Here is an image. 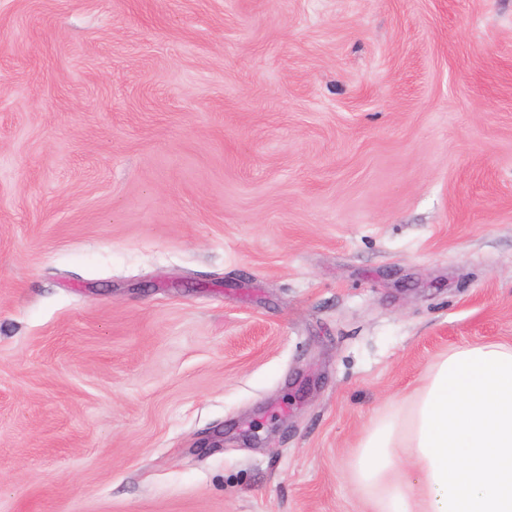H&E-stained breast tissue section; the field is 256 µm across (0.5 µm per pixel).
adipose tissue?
Masks as SVG:
<instances>
[{"instance_id":"adipose-tissue-1","label":"adipose tissue","mask_w":512,"mask_h":512,"mask_svg":"<svg viewBox=\"0 0 512 512\" xmlns=\"http://www.w3.org/2000/svg\"><path fill=\"white\" fill-rule=\"evenodd\" d=\"M349 478L368 512H512V346L439 358L413 403L361 436Z\"/></svg>"}]
</instances>
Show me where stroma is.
<instances>
[{
    "label": "stroma",
    "mask_w": 512,
    "mask_h": 512,
    "mask_svg": "<svg viewBox=\"0 0 512 512\" xmlns=\"http://www.w3.org/2000/svg\"><path fill=\"white\" fill-rule=\"evenodd\" d=\"M489 342L512 0H0V512H362Z\"/></svg>",
    "instance_id": "stroma-1"
}]
</instances>
